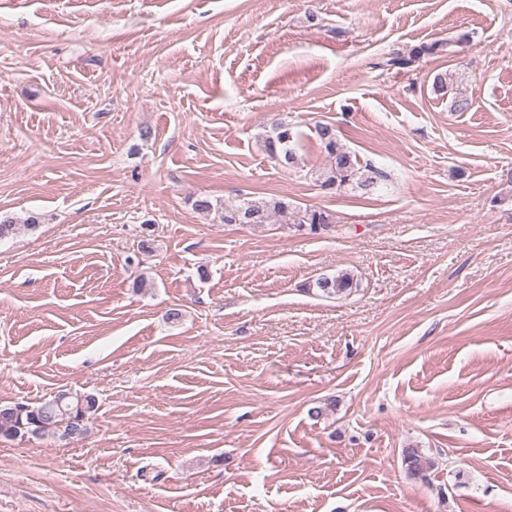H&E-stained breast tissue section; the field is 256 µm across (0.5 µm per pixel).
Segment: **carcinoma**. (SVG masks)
Wrapping results in <instances>:
<instances>
[{
    "label": "carcinoma",
    "instance_id": "1",
    "mask_svg": "<svg viewBox=\"0 0 512 512\" xmlns=\"http://www.w3.org/2000/svg\"><path fill=\"white\" fill-rule=\"evenodd\" d=\"M437 49L438 44L431 43L422 44L407 53L393 52L385 58L382 66L407 69ZM314 135L330 159V166L316 173L315 181L321 188L355 185L367 189L383 178L380 170L369 163L361 164L354 152L340 144L334 125L319 123L314 127ZM297 143L298 134L294 126L281 122L265 138L264 148L271 158L295 168L299 165ZM194 207L213 216V220L221 224H291L308 234H318L334 222L332 215L323 209L301 208L279 198L245 197L236 202L221 203L200 197L195 200ZM356 287L358 283L348 271L321 276L313 283V288L326 298L343 296ZM96 408L94 395L69 391H58L33 406L26 402L0 404V437L16 439L29 432L36 438L58 433L80 436L86 432L85 421ZM402 464L409 476L425 479L436 461L422 449L409 447L402 449Z\"/></svg>",
    "mask_w": 512,
    "mask_h": 512
}]
</instances>
